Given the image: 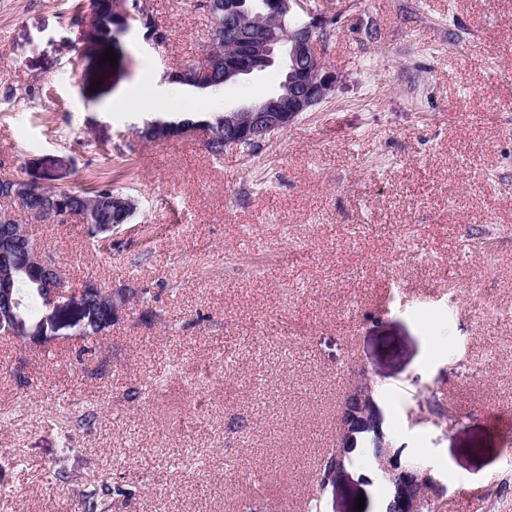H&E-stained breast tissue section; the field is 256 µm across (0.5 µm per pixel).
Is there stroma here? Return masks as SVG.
I'll return each mask as SVG.
<instances>
[{
	"label": "stroma",
	"mask_w": 512,
	"mask_h": 512,
	"mask_svg": "<svg viewBox=\"0 0 512 512\" xmlns=\"http://www.w3.org/2000/svg\"><path fill=\"white\" fill-rule=\"evenodd\" d=\"M77 3L0 0V179L126 188L138 209L111 262L79 222L27 230L70 288L98 277L129 300L81 363L71 330L0 335V512H78V482L104 473L127 489L113 512H306L361 368L394 452L439 480L435 512H512V0H307L341 82L219 159L197 136L139 139L119 108L200 57L202 0H127L159 46L134 24L90 44ZM281 79L146 109L227 112ZM288 321L304 330L283 341ZM432 392L452 425L422 409ZM366 452L320 512H386Z\"/></svg>",
	"instance_id": "stroma-1"
}]
</instances>
